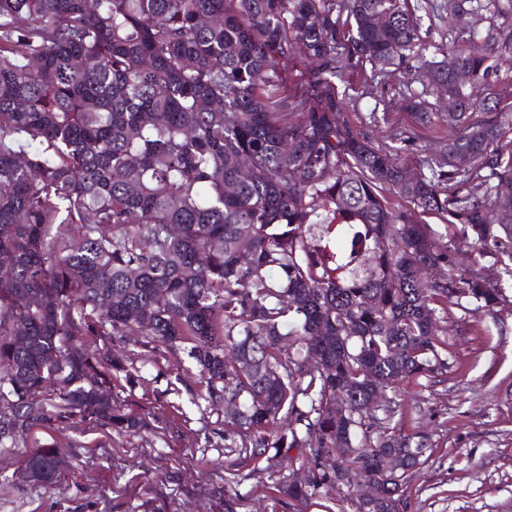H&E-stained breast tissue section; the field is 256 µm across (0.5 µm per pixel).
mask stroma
I'll return each instance as SVG.
<instances>
[{"label":"stroma","mask_w":512,"mask_h":512,"mask_svg":"<svg viewBox=\"0 0 512 512\" xmlns=\"http://www.w3.org/2000/svg\"><path fill=\"white\" fill-rule=\"evenodd\" d=\"M500 22L486 13L454 23L426 15L421 34L438 47L449 33ZM344 84L354 123L372 111L399 117L397 80L369 84L351 73ZM87 343L138 369L134 384L113 381L112 396L145 416L147 428L129 436L63 424L0 448V512H295L287 498L265 490L287 475V465L226 484L234 456L224 446V411L195 404L194 380L169 390L171 357H146L136 336H91ZM448 345L445 379L408 380L393 395L394 424L405 432L425 426L432 443L407 488L408 512H512V307L475 315L452 308ZM41 445L53 446L60 459L56 481L13 484Z\"/></svg>","instance_id":"1"}]
</instances>
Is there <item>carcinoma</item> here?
<instances>
[{
  "label": "carcinoma",
  "instance_id": "cac0c4a2",
  "mask_svg": "<svg viewBox=\"0 0 512 512\" xmlns=\"http://www.w3.org/2000/svg\"><path fill=\"white\" fill-rule=\"evenodd\" d=\"M297 45L312 60L299 97L282 79ZM439 51L411 0H0V447L76 419L140 430L112 399V372L132 370L83 342L139 336L176 381L196 371L198 399L237 408L228 484L286 458L305 478L273 496L344 488L339 512H405L431 444L392 425L387 391L448 372L451 306L512 304V103L492 94L512 27L450 31ZM367 68L381 83L423 70L457 102L435 125L402 83L438 150L411 149L423 137L407 125L376 142L374 110L351 122L337 81ZM57 469L40 448L21 478ZM360 481L368 503L349 491Z\"/></svg>",
  "mask_w": 512,
  "mask_h": 512
}]
</instances>
